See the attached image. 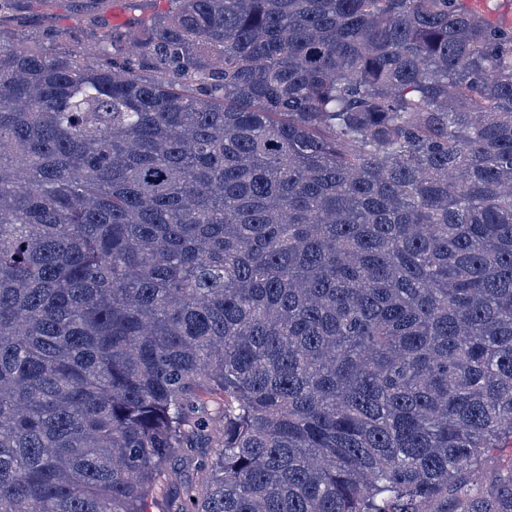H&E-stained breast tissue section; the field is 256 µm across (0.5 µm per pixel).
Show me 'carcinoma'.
I'll return each mask as SVG.
<instances>
[{"label":"carcinoma","mask_w":512,"mask_h":512,"mask_svg":"<svg viewBox=\"0 0 512 512\" xmlns=\"http://www.w3.org/2000/svg\"><path fill=\"white\" fill-rule=\"evenodd\" d=\"M174 2L0 43V512H512V27Z\"/></svg>","instance_id":"carcinoma-1"}]
</instances>
